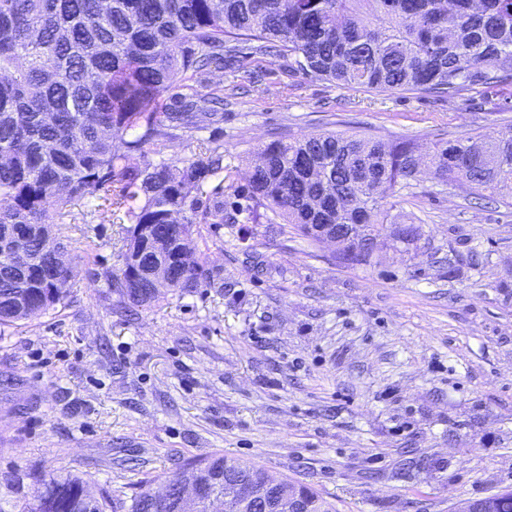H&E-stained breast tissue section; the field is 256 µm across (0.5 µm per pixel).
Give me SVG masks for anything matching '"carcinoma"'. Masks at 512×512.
Returning <instances> with one entry per match:
<instances>
[{"label": "carcinoma", "instance_id": "1", "mask_svg": "<svg viewBox=\"0 0 512 512\" xmlns=\"http://www.w3.org/2000/svg\"><path fill=\"white\" fill-rule=\"evenodd\" d=\"M0 0V326H18L63 303L50 271L60 242L49 209L102 194L106 211H124L129 227L120 261L137 258L136 278L173 258L158 257L146 237L179 236L191 266L173 288L191 293L206 277L194 239L201 224L236 220L265 208L302 235L313 224L387 229L396 188L423 167L411 139L361 138L334 131L261 145L245 203L205 194L224 170L218 141L189 159L162 158L167 142L221 130L216 97L200 94L187 73L230 69L243 51L294 58L312 80L456 98L512 79V0ZM160 160L133 161L143 146ZM428 168L445 183L512 195V130L434 144ZM116 270L102 277L127 308L158 301L128 292ZM274 481L266 470L222 454L191 463L203 480L224 465ZM116 496L77 477L49 473L28 512H176L146 489ZM309 512H335L317 491L295 485Z\"/></svg>", "mask_w": 512, "mask_h": 512}]
</instances>
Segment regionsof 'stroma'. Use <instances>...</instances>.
<instances>
[{
	"instance_id": "obj_1",
	"label": "stroma",
	"mask_w": 512,
	"mask_h": 512,
	"mask_svg": "<svg viewBox=\"0 0 512 512\" xmlns=\"http://www.w3.org/2000/svg\"><path fill=\"white\" fill-rule=\"evenodd\" d=\"M207 82L224 87V170L205 187L228 202L261 143L336 130L426 151L512 126L510 83L450 100L313 81L285 56ZM270 217L205 225L210 279L130 312L96 276L119 265L124 213L95 197L49 212L79 274L55 311L0 326V512L48 473L129 494L215 453L336 512H455L512 490V198L422 177L390 216L420 239L363 265Z\"/></svg>"
}]
</instances>
